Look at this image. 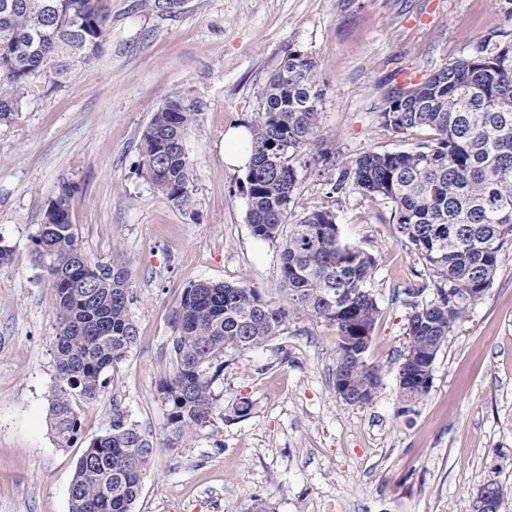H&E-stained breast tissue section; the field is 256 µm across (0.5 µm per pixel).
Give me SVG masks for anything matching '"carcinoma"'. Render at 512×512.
<instances>
[{
  "label": "carcinoma",
  "mask_w": 512,
  "mask_h": 512,
  "mask_svg": "<svg viewBox=\"0 0 512 512\" xmlns=\"http://www.w3.org/2000/svg\"><path fill=\"white\" fill-rule=\"evenodd\" d=\"M100 0H0V120L19 108V92L50 72L65 74L96 54L106 31ZM323 92L313 59L288 51L269 77L264 103L251 126L254 152L245 180L247 218L254 236L283 241L281 287L288 307L243 285L200 282L186 289L177 310L174 366L159 393L169 407L171 439L184 441L224 419L214 384L228 351L265 344L302 317L336 328L335 388L348 405L372 401L379 369L365 354L379 308L367 288L375 259L340 242L336 212L314 207L286 224L297 189L293 159L324 142ZM396 130L426 128L435 138L399 152H368L350 161L332 183L379 196L396 210L398 237L428 271L433 291L407 289L410 312L405 351L416 356L399 386L412 404L431 389L420 366L436 360L448 335L491 287L499 253L512 239V42L493 53L449 63L418 83L397 89L381 112ZM196 112L177 96L165 98L140 141V168L156 190L187 209L193 199L191 164L180 146ZM77 187L59 184L32 238L46 263L57 314L55 371L49 398L51 429L61 445L77 438L76 400H94L105 373L138 342L130 315L128 271L93 262L71 224L69 199ZM156 448L121 410L110 430L79 458L69 487L70 512H132Z\"/></svg>",
  "instance_id": "carcinoma-1"
}]
</instances>
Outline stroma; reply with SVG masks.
I'll return each mask as SVG.
<instances>
[{
  "instance_id": "obj_1",
  "label": "stroma",
  "mask_w": 512,
  "mask_h": 512,
  "mask_svg": "<svg viewBox=\"0 0 512 512\" xmlns=\"http://www.w3.org/2000/svg\"><path fill=\"white\" fill-rule=\"evenodd\" d=\"M108 32L97 54L63 77L20 92L0 121V512H69L68 489L85 447L120 409L162 447L133 512H472L488 482L512 485V241L492 286L450 333L430 392L399 398L407 343L405 289L426 291L427 271L398 238L393 204L329 180L362 153L430 140L380 117L403 74L424 79L512 38V0H185L174 15L146 0H103ZM316 62L328 157L298 156L293 215L333 206L345 244L371 254L369 288L380 314L365 359L380 369L366 405L336 394V329L300 318L248 352L224 354L214 392L216 428L164 446L168 409L158 387L173 367L183 292L210 281L253 288L287 305L281 242L253 236L242 185L224 163V133L251 126L267 80L288 51ZM197 120L184 147L193 205L156 191L139 142L166 97ZM79 189L70 220L92 261L128 269L136 346L107 374L99 398L76 405L81 430L60 446L48 399L57 383V321L32 237L60 182ZM248 399L251 411L234 409Z\"/></svg>"
}]
</instances>
